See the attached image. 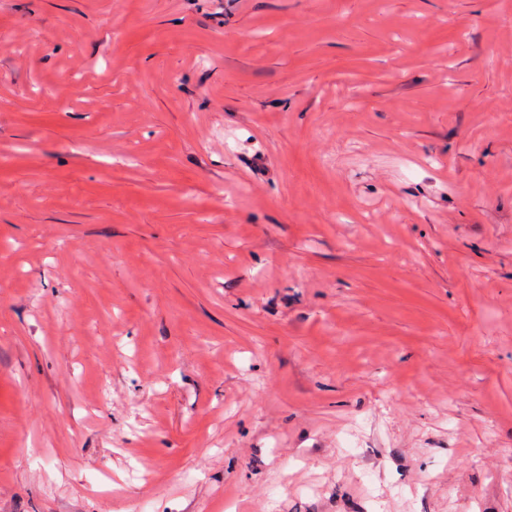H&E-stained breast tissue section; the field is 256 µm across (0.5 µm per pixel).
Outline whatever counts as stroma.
I'll use <instances>...</instances> for the list:
<instances>
[{
  "label": "stroma",
  "instance_id": "stroma-1",
  "mask_svg": "<svg viewBox=\"0 0 512 512\" xmlns=\"http://www.w3.org/2000/svg\"><path fill=\"white\" fill-rule=\"evenodd\" d=\"M512 512V0H0V512Z\"/></svg>",
  "mask_w": 512,
  "mask_h": 512
}]
</instances>
